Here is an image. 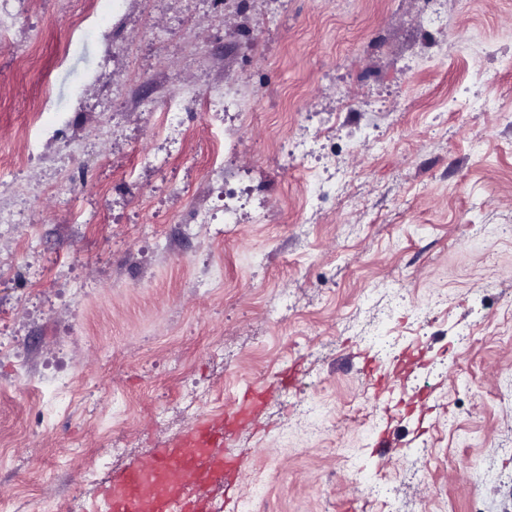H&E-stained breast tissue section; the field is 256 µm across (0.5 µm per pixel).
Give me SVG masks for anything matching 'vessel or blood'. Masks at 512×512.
<instances>
[{"mask_svg":"<svg viewBox=\"0 0 512 512\" xmlns=\"http://www.w3.org/2000/svg\"><path fill=\"white\" fill-rule=\"evenodd\" d=\"M223 421L205 417L165 447L152 449L148 463L114 475L102 495L103 512H226L227 501L209 489L224 477Z\"/></svg>","mask_w":512,"mask_h":512,"instance_id":"b4317fda","label":"vessel or blood"}]
</instances>
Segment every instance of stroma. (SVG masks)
<instances>
[{
    "label": "stroma",
    "mask_w": 512,
    "mask_h": 512,
    "mask_svg": "<svg viewBox=\"0 0 512 512\" xmlns=\"http://www.w3.org/2000/svg\"><path fill=\"white\" fill-rule=\"evenodd\" d=\"M81 2L33 0L0 46V205L23 217L0 230V496L34 483L20 512L75 494L94 512L82 479L98 458L140 464L212 413L184 412L187 388L228 407L268 386L231 448L253 461L237 504L380 512L360 481L387 472L401 512H469L474 458L512 476V0H123L77 34ZM217 84L239 105L220 122L190 102L174 127L136 107ZM45 90L69 119L55 141L30 116ZM459 91L471 109H430ZM197 210L214 222L191 235ZM400 292L429 311L419 330L390 310ZM378 324L411 357L406 386L366 381L361 332ZM59 375L71 406L42 419L37 392ZM412 467L428 480L401 481Z\"/></svg>",
    "instance_id": "obj_1"
}]
</instances>
